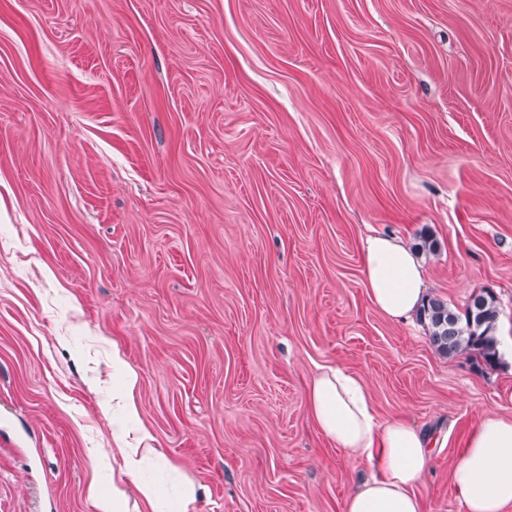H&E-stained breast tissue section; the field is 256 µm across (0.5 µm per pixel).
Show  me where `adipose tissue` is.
I'll return each mask as SVG.
<instances>
[{
    "instance_id": "obj_1",
    "label": "adipose tissue",
    "mask_w": 512,
    "mask_h": 512,
    "mask_svg": "<svg viewBox=\"0 0 512 512\" xmlns=\"http://www.w3.org/2000/svg\"><path fill=\"white\" fill-rule=\"evenodd\" d=\"M365 287L386 317L417 316L426 301L423 257L396 237L370 236L362 246ZM310 413L319 432L351 459L375 468L344 502L343 512H422L417 493L431 462L430 435L405 418L378 421L370 391L358 375L326 367L312 380ZM151 435L138 428L121 438L124 474L133 479L150 512H193L194 489L181 501L163 502L161 489L139 478L143 459L152 456ZM461 512H512V420L484 416L451 470Z\"/></svg>"
}]
</instances>
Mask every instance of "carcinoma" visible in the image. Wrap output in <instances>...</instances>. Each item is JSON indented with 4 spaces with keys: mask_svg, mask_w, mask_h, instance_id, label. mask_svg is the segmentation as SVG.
Here are the masks:
<instances>
[{
    "mask_svg": "<svg viewBox=\"0 0 512 512\" xmlns=\"http://www.w3.org/2000/svg\"><path fill=\"white\" fill-rule=\"evenodd\" d=\"M483 306L475 317H470L471 304L457 312L445 301L432 297L423 307L419 320L428 331L432 344L448 356L466 355L486 367L499 361L496 336L499 309L496 297L487 292L481 295Z\"/></svg>",
    "mask_w": 512,
    "mask_h": 512,
    "instance_id": "obj_1",
    "label": "carcinoma"
}]
</instances>
